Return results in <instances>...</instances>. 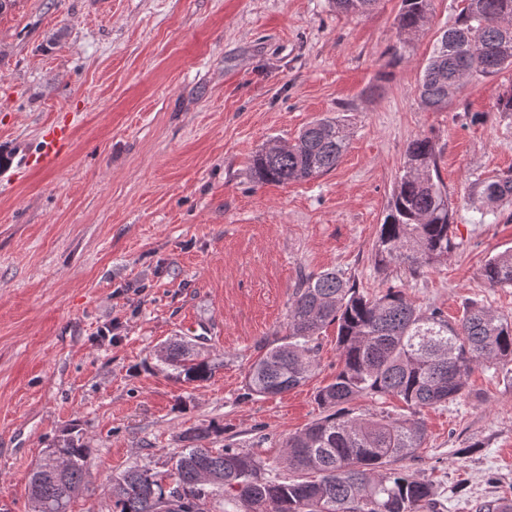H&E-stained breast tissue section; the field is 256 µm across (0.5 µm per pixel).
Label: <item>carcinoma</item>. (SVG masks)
<instances>
[{
    "mask_svg": "<svg viewBox=\"0 0 512 512\" xmlns=\"http://www.w3.org/2000/svg\"><path fill=\"white\" fill-rule=\"evenodd\" d=\"M345 13L365 15L379 0H334ZM432 0H402L396 18L403 42L428 29ZM453 25L442 30L422 70L418 99L440 111L473 78L489 79L512 67V0H464ZM343 120L310 122L293 143L276 142L259 152L253 168L259 183L288 184L336 167L347 149ZM438 151L428 136L411 140L374 245L377 267L390 264L416 274L448 259L456 248L454 211L438 170ZM493 199L512 196V176L482 186ZM481 277L491 288L512 287V251L486 261ZM337 327L339 366L334 381L318 390L325 415L283 441L288 469L282 480L256 455L231 444L206 442L223 432L215 425L185 434L188 442L171 468L136 467L109 480L112 512H212L210 499L225 493L238 512H437L433 484L391 464L423 447L418 418L354 415L345 404L359 397H400L413 409L443 406L463 397L474 367L512 381V321L477 304L456 322L438 308L421 309L390 287L369 298L336 269L302 277L288 309L286 334L261 344L246 374L245 396L282 395L305 383L317 366L320 331ZM157 358L182 382H203L212 365L199 346L179 339ZM65 457L55 470L47 455L28 478L30 512H71L84 489L91 448L69 431L51 444Z\"/></svg>",
    "mask_w": 512,
    "mask_h": 512,
    "instance_id": "cac0c4a2",
    "label": "carcinoma"
}]
</instances>
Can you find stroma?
<instances>
[{
	"mask_svg": "<svg viewBox=\"0 0 512 512\" xmlns=\"http://www.w3.org/2000/svg\"><path fill=\"white\" fill-rule=\"evenodd\" d=\"M462 0H434L428 30L400 43L401 0L367 15L332 0H12L0 11V512H28V476L54 437L90 439L72 512H112L107 482L162 471L182 434L214 423L215 447L254 450L281 476V443L323 414L336 329L318 366L274 397L244 395L259 344L284 336L303 273L336 268L360 293L388 287L455 320L472 304L512 320V288L485 262L512 250V69L465 83L432 112L416 88ZM403 58L393 63L392 50ZM345 115L332 171L256 183L254 155ZM71 139L36 167L42 134ZM433 139L457 247L413 277L377 268L374 245L408 143ZM110 335H102L104 326ZM183 338L209 353L204 382H177L155 354ZM422 448L397 461L430 477L441 512L512 496V382L483 367L457 401L425 408Z\"/></svg>",
	"mask_w": 512,
	"mask_h": 512,
	"instance_id": "stroma-1",
	"label": "stroma"
}]
</instances>
